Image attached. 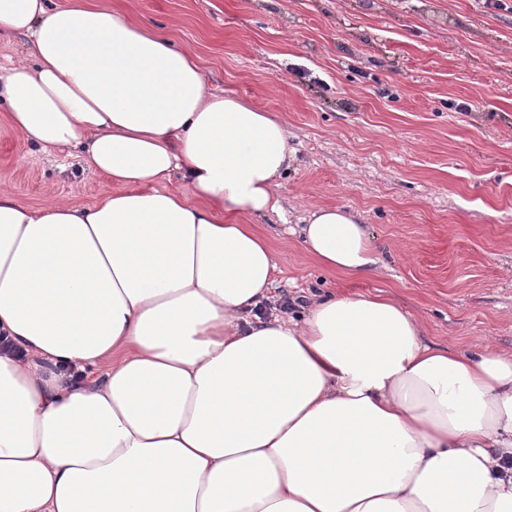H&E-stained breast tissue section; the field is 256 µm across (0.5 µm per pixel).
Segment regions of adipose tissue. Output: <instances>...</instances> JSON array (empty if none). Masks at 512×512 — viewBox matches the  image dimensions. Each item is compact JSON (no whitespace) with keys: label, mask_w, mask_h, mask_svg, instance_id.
I'll return each mask as SVG.
<instances>
[{"label":"adipose tissue","mask_w":512,"mask_h":512,"mask_svg":"<svg viewBox=\"0 0 512 512\" xmlns=\"http://www.w3.org/2000/svg\"><path fill=\"white\" fill-rule=\"evenodd\" d=\"M12 130L110 188L33 208L0 185V512H512V352L461 351L383 293L270 314L254 218L294 152L125 9L0 0ZM178 175L182 186L164 185ZM348 279L379 258L350 211L292 227Z\"/></svg>","instance_id":"obj_1"}]
</instances>
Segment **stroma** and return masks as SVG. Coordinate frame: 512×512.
Returning a JSON list of instances; mask_svg holds the SVG:
<instances>
[{"mask_svg": "<svg viewBox=\"0 0 512 512\" xmlns=\"http://www.w3.org/2000/svg\"><path fill=\"white\" fill-rule=\"evenodd\" d=\"M116 1L283 119L297 160L281 197L367 224L382 272L352 281L260 219L280 292L382 290L432 342L512 350V0H102ZM0 183L31 206L108 188L1 120Z\"/></svg>", "mask_w": 512, "mask_h": 512, "instance_id": "35a3bbf8", "label": "stroma"}]
</instances>
